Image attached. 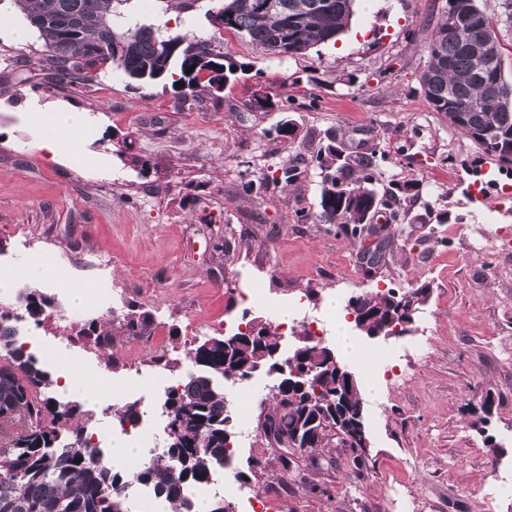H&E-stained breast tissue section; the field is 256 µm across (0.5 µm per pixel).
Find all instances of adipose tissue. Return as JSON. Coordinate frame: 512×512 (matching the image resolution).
<instances>
[{
  "mask_svg": "<svg viewBox=\"0 0 512 512\" xmlns=\"http://www.w3.org/2000/svg\"><path fill=\"white\" fill-rule=\"evenodd\" d=\"M91 120L89 111L62 104H43L34 115L40 130L39 147L52 161L65 158L80 159L85 154L81 131ZM51 357L58 376L57 393L61 398L82 400L88 407H98L104 396L119 399L120 390L114 389L112 379L93 370L60 349L52 350Z\"/></svg>",
  "mask_w": 512,
  "mask_h": 512,
  "instance_id": "obj_1",
  "label": "adipose tissue"
}]
</instances>
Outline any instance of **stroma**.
<instances>
[{"label":"stroma","mask_w":512,"mask_h":512,"mask_svg":"<svg viewBox=\"0 0 512 512\" xmlns=\"http://www.w3.org/2000/svg\"><path fill=\"white\" fill-rule=\"evenodd\" d=\"M211 6L199 0L181 15L165 0H127L122 9L132 24L207 36ZM445 8L446 0H356L336 43L294 57L225 34V53L245 72L221 102L204 96L189 108L170 82L141 85L118 70L89 89L15 79L12 62L40 42L34 34L14 42L10 28L21 18L8 10L0 27V270L50 251L72 282L109 280L85 313L66 291L43 287L49 318L18 323L22 336L38 337L31 350L41 360L62 345L121 388L119 404L96 408L101 422L87 427L101 447L119 407L143 398L145 423L164 431L165 389L191 368L188 320L201 341L246 319L321 313L334 298L422 286L405 332L362 339L370 352L408 357L401 377L380 379L379 398L363 399L365 465L340 449L335 468L308 474L320 493L283 487L258 443V404L272 385L260 371L245 384L254 403L236 420L240 460L227 472L262 455L244 485L259 494L257 512H512V497L493 485L512 481V192L503 176L475 189L483 152L421 94L426 37ZM36 102L94 111L81 165L44 156L31 128ZM285 123L296 128L288 141L276 133ZM331 138L377 145L379 189L406 180L419 188L406 205L405 236L372 274L359 262L365 238L316 219L314 156ZM295 164L297 182L244 193L245 183ZM242 288L261 289L262 301L243 302ZM132 310L165 321L161 345L119 335L106 353L78 334L90 319ZM158 349L169 360L161 385L149 362Z\"/></svg>","instance_id":"obj_1"}]
</instances>
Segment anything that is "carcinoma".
Here are the masks:
<instances>
[{"instance_id": "cac0c4a2", "label": "carcinoma", "mask_w": 512, "mask_h": 512, "mask_svg": "<svg viewBox=\"0 0 512 512\" xmlns=\"http://www.w3.org/2000/svg\"><path fill=\"white\" fill-rule=\"evenodd\" d=\"M290 0H213L209 21L221 15L224 27L199 37L163 31L152 24L127 25L116 5L125 0H14L27 26L38 33L39 52L16 69L41 77L46 83H79L86 88L117 68L127 77L152 83L163 77L180 87L181 104L195 103L205 91L214 100L228 82L244 71L224 55L217 41L230 32L271 55L304 54L319 45L336 42L354 15V0H322L325 6L294 23L278 10L263 11V4ZM460 23L453 29L438 23L426 41L427 62L419 84L434 112L444 115L485 155L512 164L498 153L512 145V81L502 69V43L477 66L467 51L470 41L497 24L512 25V0H499L491 17L477 0H454ZM193 72H188L190 67ZM494 85L497 93L487 87ZM465 121H454V113ZM489 135L479 139L477 132ZM322 174L318 220L334 224L346 235H363L371 211L389 212L403 220L401 201L418 196L412 180L378 192L376 150L350 151L332 140L315 155ZM301 176L295 165L281 176L264 177L290 185ZM389 242L383 237L363 251V268L370 274L382 266ZM426 289L364 292L351 297L350 315L369 329L398 335L411 322ZM50 302L34 289L24 298L27 316L37 325L48 318ZM0 313V512H138L128 489L140 485L155 498L165 497L173 512H195L200 487L229 464L237 454L236 433L224 381H244L265 369L277 375L269 403L260 404L262 447L284 448L276 456L280 480L306 484L303 471L336 466V449L364 460L362 429L366 428L359 382L347 383L345 368L335 351L305 334L281 361L280 335L265 321L257 333L237 332L238 340L206 338L189 352L192 370L171 389L161 405L166 415L167 438L162 452L151 454L133 472L114 470L103 461L102 450L85 435L77 402L55 396L56 381L38 357L19 338L16 326ZM151 320L130 312L118 320L93 319L81 330L87 343L106 349L114 343L115 329L128 336H146Z\"/></svg>"}]
</instances>
